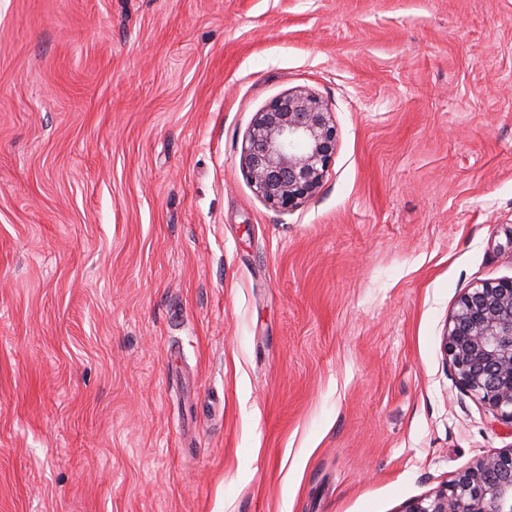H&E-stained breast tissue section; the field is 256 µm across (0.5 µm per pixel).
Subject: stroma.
<instances>
[{
	"label": "stroma",
	"mask_w": 512,
	"mask_h": 512,
	"mask_svg": "<svg viewBox=\"0 0 512 512\" xmlns=\"http://www.w3.org/2000/svg\"><path fill=\"white\" fill-rule=\"evenodd\" d=\"M510 278L512 0H0V512H403L512 446L440 350ZM336 143L333 112L313 91L298 88L256 113L242 169L258 198L273 210L289 212L322 185Z\"/></svg>",
	"instance_id": "obj_1"
}]
</instances>
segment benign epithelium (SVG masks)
<instances>
[{"instance_id":"1","label":"benign epithelium","mask_w":512,"mask_h":512,"mask_svg":"<svg viewBox=\"0 0 512 512\" xmlns=\"http://www.w3.org/2000/svg\"><path fill=\"white\" fill-rule=\"evenodd\" d=\"M336 143L333 112L313 91L298 88L256 113L242 169L258 198L289 212L322 185ZM441 351L458 385L512 427V279L485 282L460 296ZM404 512H512V448L489 453Z\"/></svg>"}]
</instances>
